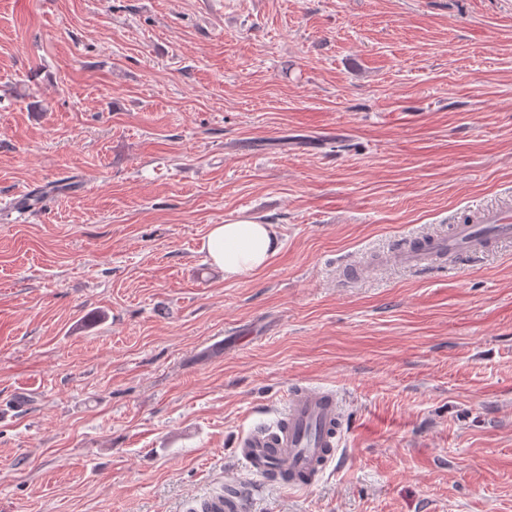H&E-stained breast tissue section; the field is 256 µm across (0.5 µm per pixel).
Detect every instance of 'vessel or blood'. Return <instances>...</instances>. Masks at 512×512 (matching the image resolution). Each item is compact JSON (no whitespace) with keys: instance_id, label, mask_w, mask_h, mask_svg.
<instances>
[{"instance_id":"obj_1","label":"vessel or blood","mask_w":512,"mask_h":512,"mask_svg":"<svg viewBox=\"0 0 512 512\" xmlns=\"http://www.w3.org/2000/svg\"><path fill=\"white\" fill-rule=\"evenodd\" d=\"M512 239V211L489 209L477 223L455 225L448 236L423 239L421 247H404L390 262L420 266L437 254L463 258ZM341 405L336 392L301 387L293 390L287 408L275 427L240 436L236 455L252 474L269 477L287 473V485L303 489L316 485L336 458L341 432ZM248 499L238 489L206 495L199 512H247Z\"/></svg>"}]
</instances>
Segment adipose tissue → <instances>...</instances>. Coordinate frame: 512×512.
I'll return each mask as SVG.
<instances>
[{
    "instance_id": "1",
    "label": "adipose tissue",
    "mask_w": 512,
    "mask_h": 512,
    "mask_svg": "<svg viewBox=\"0 0 512 512\" xmlns=\"http://www.w3.org/2000/svg\"><path fill=\"white\" fill-rule=\"evenodd\" d=\"M281 248L276 225L249 217L210 225L202 244L211 263L221 268L228 280L259 272Z\"/></svg>"
}]
</instances>
